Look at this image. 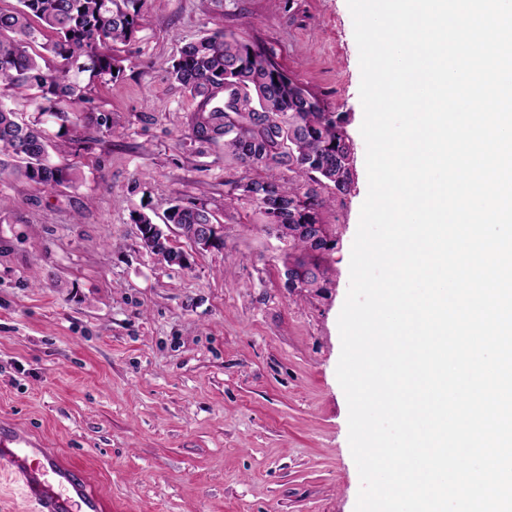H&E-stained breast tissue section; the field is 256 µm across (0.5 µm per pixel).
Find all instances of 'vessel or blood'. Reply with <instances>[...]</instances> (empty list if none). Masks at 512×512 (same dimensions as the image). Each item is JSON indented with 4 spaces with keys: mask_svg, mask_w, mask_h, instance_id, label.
Returning <instances> with one entry per match:
<instances>
[{
    "mask_svg": "<svg viewBox=\"0 0 512 512\" xmlns=\"http://www.w3.org/2000/svg\"><path fill=\"white\" fill-rule=\"evenodd\" d=\"M0 475L19 488L33 512H106L77 468L24 437L0 433Z\"/></svg>",
    "mask_w": 512,
    "mask_h": 512,
    "instance_id": "vessel-or-blood-1",
    "label": "vessel or blood"
}]
</instances>
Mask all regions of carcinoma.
Segmentation results:
<instances>
[{
	"instance_id": "cac0c4a2",
	"label": "carcinoma",
	"mask_w": 512,
	"mask_h": 512,
	"mask_svg": "<svg viewBox=\"0 0 512 512\" xmlns=\"http://www.w3.org/2000/svg\"><path fill=\"white\" fill-rule=\"evenodd\" d=\"M144 0H17L0 5V78L25 99L36 114L19 121L0 100V174L51 190L73 181L70 165L56 161L76 140L70 131L85 114L87 125L113 132L112 111L94 105L91 88L113 75L107 44L128 41L142 20ZM61 60L50 69L46 55ZM169 77L198 101L189 139L224 143L245 170L256 177L243 186L244 197L268 223L291 231L293 261L304 268L311 288L329 282L325 254L336 242L321 214L339 195L350 192L348 163L352 143L345 136V115L330 110L302 88L258 46L222 30L185 45ZM59 121L57 140L47 138L42 117ZM288 170L284 177L279 170ZM202 205L174 200L165 223L137 215L143 247L166 263L188 266V256L169 238L168 225L192 240L193 225L210 224Z\"/></svg>"
}]
</instances>
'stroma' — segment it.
<instances>
[{
  "label": "stroma",
  "mask_w": 512,
  "mask_h": 512,
  "mask_svg": "<svg viewBox=\"0 0 512 512\" xmlns=\"http://www.w3.org/2000/svg\"><path fill=\"white\" fill-rule=\"evenodd\" d=\"M215 30L346 115L353 185L322 212L326 287H285L288 243L226 196L242 169L188 137L197 103L168 69ZM110 51L120 72L92 95L114 132L77 129L90 145L67 156L71 185L0 178V425L84 470L108 512H355L338 316L368 182L347 0H145ZM176 198L223 226L217 248L175 238L185 268L134 223Z\"/></svg>",
  "instance_id": "obj_1"
}]
</instances>
